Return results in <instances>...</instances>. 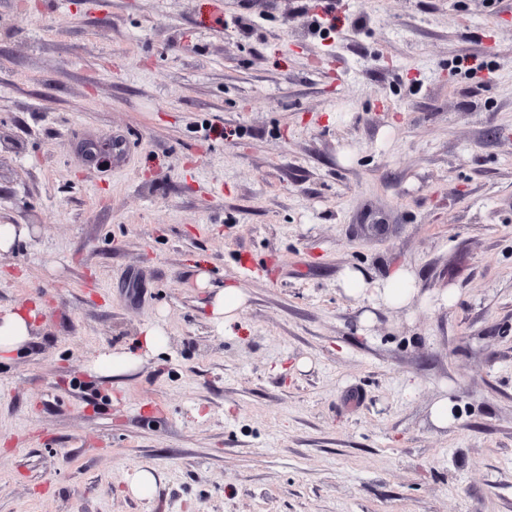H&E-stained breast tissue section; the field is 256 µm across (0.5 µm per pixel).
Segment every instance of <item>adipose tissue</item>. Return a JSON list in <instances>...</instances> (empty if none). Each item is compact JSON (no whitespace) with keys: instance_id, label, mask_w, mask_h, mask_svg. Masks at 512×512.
<instances>
[{"instance_id":"obj_1","label":"adipose tissue","mask_w":512,"mask_h":512,"mask_svg":"<svg viewBox=\"0 0 512 512\" xmlns=\"http://www.w3.org/2000/svg\"><path fill=\"white\" fill-rule=\"evenodd\" d=\"M348 295L368 299L372 305L398 306L410 301L417 293L415 272L408 266L400 265L375 284H368L364 273L358 270L346 271L341 282ZM39 305L20 306L0 314V359L27 344L36 328Z\"/></svg>"}]
</instances>
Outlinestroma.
<instances>
[{"label": "stroma", "instance_id": "obj_1", "mask_svg": "<svg viewBox=\"0 0 512 512\" xmlns=\"http://www.w3.org/2000/svg\"><path fill=\"white\" fill-rule=\"evenodd\" d=\"M1 221L0 512H512V0H0ZM31 230L25 225L1 224L0 225V252L11 250L18 242L30 237ZM341 286L348 295L367 298L372 308L379 304L402 305L410 301L418 290L415 272L405 265L392 269L384 279L377 281L373 288H369V283L360 270H348L342 278ZM245 301V294L235 285H224L211 300V313L219 327L224 328L237 319V314ZM40 306H19L0 315V360L27 344L36 328ZM139 359V355L126 350H106L97 355L92 370L99 375L118 377L131 370Z\"/></svg>", "mask_w": 512, "mask_h": 512}]
</instances>
